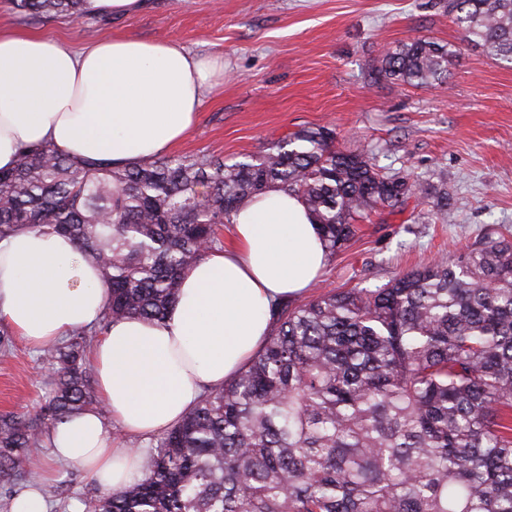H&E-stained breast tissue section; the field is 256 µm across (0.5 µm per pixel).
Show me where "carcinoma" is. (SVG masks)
Returning <instances> with one entry per match:
<instances>
[{"label": "carcinoma", "mask_w": 512, "mask_h": 512, "mask_svg": "<svg viewBox=\"0 0 512 512\" xmlns=\"http://www.w3.org/2000/svg\"><path fill=\"white\" fill-rule=\"evenodd\" d=\"M30 20L86 24L90 0H10ZM465 40L512 61V0H446ZM455 46L419 38L371 79L430 87ZM279 188L309 210L328 254L378 206L420 191L326 125L228 164L212 153L99 167L48 144L0 169V241L67 236L106 288L104 314L45 345L50 389L35 414H0V480L31 482V450L98 405L88 337L161 320L184 272L224 248V225ZM261 352L156 438L141 475L85 512H512V239L492 234L381 287L270 308Z\"/></svg>", "instance_id": "cac0c4a2"}]
</instances>
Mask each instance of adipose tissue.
Here are the masks:
<instances>
[{"label":"adipose tissue","mask_w":512,"mask_h":512,"mask_svg":"<svg viewBox=\"0 0 512 512\" xmlns=\"http://www.w3.org/2000/svg\"><path fill=\"white\" fill-rule=\"evenodd\" d=\"M212 63L177 43L106 39L75 51L37 34L0 31V168L49 143L69 156L134 164L165 154L196 122ZM327 253L299 199L273 188L231 226V241L185 273L160 323L118 322L88 357L102 410L59 424L58 461L117 490L137 475L147 439L176 425L203 390L223 385L261 350L272 304L305 293ZM105 289L65 237L26 230L0 241V323L42 347L97 324Z\"/></svg>","instance_id":"1"}]
</instances>
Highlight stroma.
<instances>
[{
    "label": "stroma",
    "instance_id": "stroma-1",
    "mask_svg": "<svg viewBox=\"0 0 512 512\" xmlns=\"http://www.w3.org/2000/svg\"><path fill=\"white\" fill-rule=\"evenodd\" d=\"M0 27L73 49L125 36L174 42L223 62L177 155L209 152L230 161L262 151L283 132L326 125L337 147L444 185L447 211L425 194L399 212L378 207L329 256L310 295L374 289L440 255L463 253L489 232L512 235V63L467 44L445 0H143L133 14L99 13L90 25L29 20L0 0ZM416 37L457 47L445 82L427 89L370 80L387 50ZM10 341V353L0 354V413L32 412L46 392L47 368L18 336ZM34 454L62 485L50 512H74L100 494L84 471L55 462L46 448Z\"/></svg>",
    "mask_w": 512,
    "mask_h": 512
}]
</instances>
